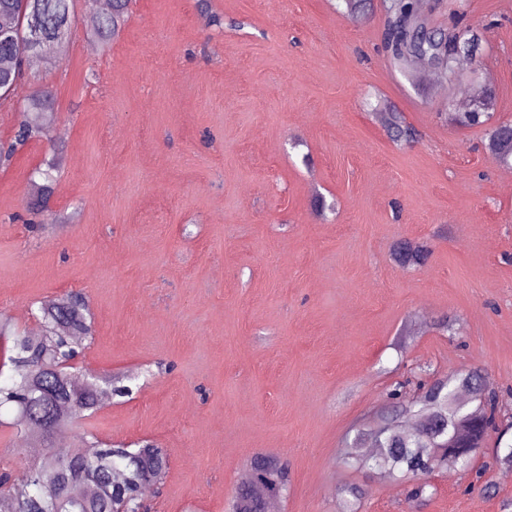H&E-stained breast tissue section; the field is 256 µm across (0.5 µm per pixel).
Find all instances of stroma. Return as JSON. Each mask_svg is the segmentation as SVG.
<instances>
[{
  "instance_id": "35a3bbf8",
  "label": "stroma",
  "mask_w": 512,
  "mask_h": 512,
  "mask_svg": "<svg viewBox=\"0 0 512 512\" xmlns=\"http://www.w3.org/2000/svg\"><path fill=\"white\" fill-rule=\"evenodd\" d=\"M428 27L466 13L479 69L463 81L394 71L382 0H132L109 52L75 36L49 86L53 141L0 166V312L35 333L39 302L83 292L95 333L77 375L130 377L89 418L99 438L152 439L169 471L149 512H225L252 456L287 463L280 512H505L512 479L486 441L426 496L340 467L395 383L481 370L512 414V191L481 127L482 85L512 122V0H421ZM227 20L210 26L209 15ZM399 113L415 141L389 138ZM64 146L53 209L31 223L28 176ZM427 242L421 267L392 257ZM484 471L489 491L471 490Z\"/></svg>"
}]
</instances>
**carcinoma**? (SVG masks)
<instances>
[{
	"label": "carcinoma",
	"mask_w": 512,
	"mask_h": 512,
	"mask_svg": "<svg viewBox=\"0 0 512 512\" xmlns=\"http://www.w3.org/2000/svg\"><path fill=\"white\" fill-rule=\"evenodd\" d=\"M74 0H0V23L11 31L0 34V106L11 104L9 91L25 81L31 64L26 32L31 22L51 36L61 29H72L96 43L102 51L112 49L131 17V0H110L109 6L97 12L94 23L79 28ZM421 0H385L386 24L383 46L395 67L408 72L416 66L440 67L442 78L453 81L458 71L454 55L459 49L471 48L470 26L456 17L448 29H428L415 25ZM23 111L34 118L19 122L14 139L0 146V163L11 160L18 147L32 140L51 139L56 125L57 108L54 93L38 87L27 98ZM491 118L490 112H461L464 126H481ZM388 132L397 140L410 142L416 131L402 124L393 113L386 119ZM486 149L492 159L512 161V125L500 124L488 133ZM51 159L35 168L31 182L38 206L55 192ZM429 256L424 242L412 244L404 257L394 253L400 264L422 266ZM42 328L31 335L7 322L0 323V408H15L10 427L34 446L46 448L43 456L25 465L29 476L20 495H12L11 475L0 476V512H113L115 501L122 498L135 512L147 481L168 467L167 450L146 441L135 445L98 439L91 432L78 436L77 443L63 452L56 450L54 436L72 420L94 413L100 402L102 385L112 395L124 397L131 388L110 374L87 380L66 377L55 371L57 363L73 355L75 344L93 335L92 316L86 297L79 291H68L41 303ZM477 371H451L420 393L413 405L421 421L406 431L383 417L373 428L357 430L354 445L367 439L374 452L363 456L349 452L344 466L354 469L382 471L389 476L418 481L414 495L425 493L427 477L436 465H469L473 452L486 438L497 434L496 448L502 450V461L512 463V440L505 439L508 429L502 426L501 406L496 394L485 393L478 413L471 414L470 401L461 399L471 394ZM251 494L234 498V512H265L267 502L282 497L288 488L287 468L276 458L257 455L251 465ZM345 512H358L360 490L353 484L338 487Z\"/></svg>",
	"instance_id": "obj_1"
}]
</instances>
